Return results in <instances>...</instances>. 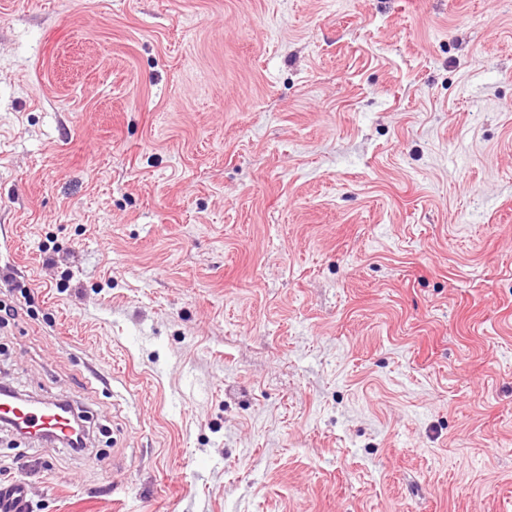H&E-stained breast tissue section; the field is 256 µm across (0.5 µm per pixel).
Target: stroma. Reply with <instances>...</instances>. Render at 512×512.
<instances>
[{
	"label": "stroma",
	"instance_id": "obj_1",
	"mask_svg": "<svg viewBox=\"0 0 512 512\" xmlns=\"http://www.w3.org/2000/svg\"><path fill=\"white\" fill-rule=\"evenodd\" d=\"M1 378L30 512H512V0H0ZM15 424L21 423L22 426L34 430L37 433L50 431L58 436L65 434L68 428V422L65 417L57 416L54 412L43 411L40 409L20 410L10 413Z\"/></svg>",
	"mask_w": 512,
	"mask_h": 512
}]
</instances>
